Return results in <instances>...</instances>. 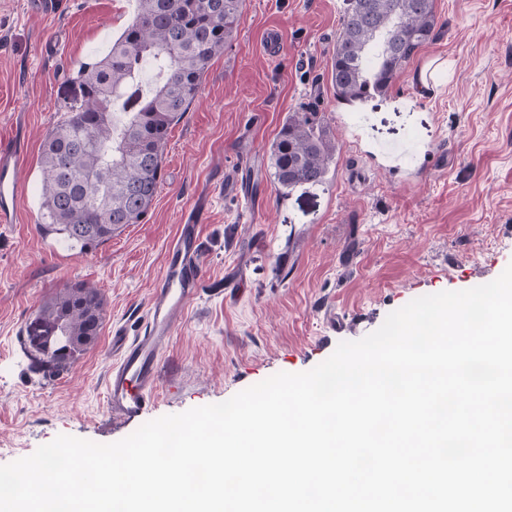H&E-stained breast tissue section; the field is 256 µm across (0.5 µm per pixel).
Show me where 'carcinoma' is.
<instances>
[{
    "label": "carcinoma",
    "instance_id": "obj_1",
    "mask_svg": "<svg viewBox=\"0 0 512 512\" xmlns=\"http://www.w3.org/2000/svg\"><path fill=\"white\" fill-rule=\"evenodd\" d=\"M349 5L331 59L336 99L384 95L433 40L435 0ZM243 0H137L133 21L109 52L84 62L77 93L46 133L40 168L43 224L83 249L112 239L151 207L170 128L196 99L211 60L224 52ZM338 148L315 112H290L269 150L282 194L326 182ZM105 301L85 282L47 298L26 326L25 347L49 375L68 370L99 336Z\"/></svg>",
    "mask_w": 512,
    "mask_h": 512
}]
</instances>
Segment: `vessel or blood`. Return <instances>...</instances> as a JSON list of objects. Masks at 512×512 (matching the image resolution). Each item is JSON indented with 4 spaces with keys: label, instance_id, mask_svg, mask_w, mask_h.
<instances>
[{
    "label": "vessel or blood",
    "instance_id": "b4317fda",
    "mask_svg": "<svg viewBox=\"0 0 512 512\" xmlns=\"http://www.w3.org/2000/svg\"><path fill=\"white\" fill-rule=\"evenodd\" d=\"M23 163L21 145L0 139L1 225L18 220L20 203L26 195V183L21 176ZM203 222V210L186 213L183 224L167 246L162 275L147 309L141 335L112 337L111 349L116 360L108 372L105 388L113 419L132 422L155 407L162 355L198 293Z\"/></svg>",
    "mask_w": 512,
    "mask_h": 512
}]
</instances>
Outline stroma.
<instances>
[{
    "label": "stroma",
    "instance_id": "1",
    "mask_svg": "<svg viewBox=\"0 0 512 512\" xmlns=\"http://www.w3.org/2000/svg\"><path fill=\"white\" fill-rule=\"evenodd\" d=\"M135 0H0V136L28 156L18 223L0 227V465L58 435L113 443V329L136 335L187 208L205 209L200 294L163 356L152 418L310 370L411 300L512 264V0H435L438 34L392 89L337 102L328 79L347 0H244L237 34L170 129L147 215L92 250L44 234L40 153L80 63L104 56ZM427 72V86L416 78ZM314 112L340 154L320 186L281 194L269 147ZM75 282L105 297L96 344L57 376L25 328Z\"/></svg>",
    "mask_w": 512,
    "mask_h": 512
}]
</instances>
